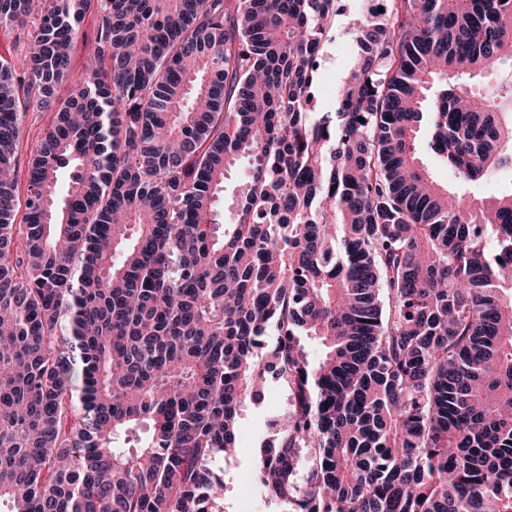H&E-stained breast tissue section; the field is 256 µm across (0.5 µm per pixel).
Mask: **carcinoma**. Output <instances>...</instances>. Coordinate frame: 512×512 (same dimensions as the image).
<instances>
[{"instance_id": "obj_1", "label": "carcinoma", "mask_w": 512, "mask_h": 512, "mask_svg": "<svg viewBox=\"0 0 512 512\" xmlns=\"http://www.w3.org/2000/svg\"><path fill=\"white\" fill-rule=\"evenodd\" d=\"M91 2L0 0L29 45L0 57V503L227 512L213 463L274 380L252 472L279 512H512V184L477 190L512 170V80L480 83L512 0H385L334 112L335 0H98L61 101ZM95 1L81 22L79 38L75 43L71 56V70L78 76L83 70L86 57L93 51L97 39ZM53 118V111H40L34 107L32 101L31 107L28 112H25L22 123V132L17 142L15 149V158L19 171V183L16 190L18 199V215L17 220L20 219L24 210L25 200V172L32 160L34 154L37 152L45 130L51 123Z\"/></svg>"}]
</instances>
